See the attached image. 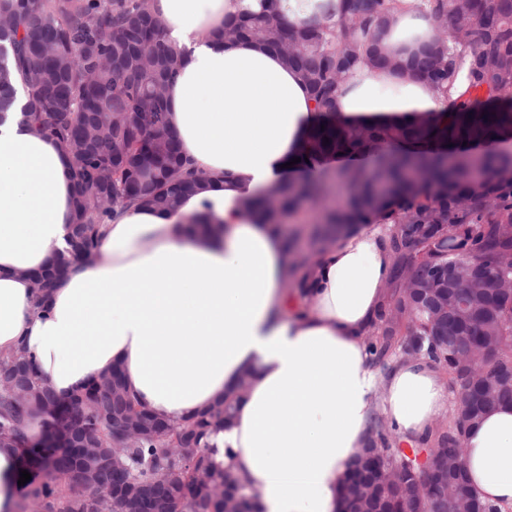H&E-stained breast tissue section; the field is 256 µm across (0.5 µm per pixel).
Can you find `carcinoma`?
I'll return each instance as SVG.
<instances>
[{"instance_id":"1","label":"carcinoma","mask_w":512,"mask_h":512,"mask_svg":"<svg viewBox=\"0 0 512 512\" xmlns=\"http://www.w3.org/2000/svg\"><path fill=\"white\" fill-rule=\"evenodd\" d=\"M267 2L262 14L224 28V36L278 50L308 85L319 112H333L340 84L359 62L404 70L445 95L454 88L459 70L467 67L468 86L446 123L331 117L324 128L310 132L302 152L308 161L300 165L310 178L300 184H274L268 196L248 199L247 214L280 230L283 220L306 200L323 201V219L307 231L317 253L344 228L379 217L396 224L390 238L397 257L390 280L393 291L375 334L368 337L374 361L403 357L414 345L420 358L448 370L460 391L492 384L484 410L512 404V384L496 382L498 375L512 373V290L485 288V304L461 313L457 291L448 288V269L457 265L462 252L473 256L472 265L481 272L512 277V153L447 156L429 145L433 139L453 148L465 142L512 141V0H424L435 28L449 30L448 38L436 37L406 58L381 48L395 20L397 0H340L336 21L302 24L289 22L273 0ZM180 64L148 0H0V125L10 117L30 124L56 140L72 165L76 195L71 248L55 257L54 271L63 273L94 254L100 245L98 226L112 220L117 204L137 202L171 212L201 191L207 178L181 155L161 93ZM341 153H368L372 164L328 167L327 158ZM475 169L485 180L472 184ZM416 171L428 175L427 186L414 183ZM296 243L293 233L284 238L285 251L294 257L291 285L302 288L310 262L296 253ZM413 269L435 280L434 296L448 298V308L406 294L403 279ZM461 335L501 345L491 370L465 365L451 348L432 341L446 336L451 344ZM21 352L19 348L0 361V377L8 379L0 385V438L23 444L27 417L41 400V374L29 355L31 371L12 376ZM124 407L136 408L128 393L103 392L93 379L65 401L63 411L95 433L98 447L110 452L120 441L112 412ZM233 408V400L225 398L191 420L162 426L161 432L125 449L121 469L103 468L96 458H85L82 472L93 486L89 499L70 492L75 449L32 448L22 467L43 473L28 495L33 512H128L112 496V488L126 480L128 467L141 484L156 487L174 512H221L220 502L208 493L182 494L192 476L181 458L161 455L162 446L197 449L196 467L236 490L235 512H256L247 486L212 460L207 443L208 431L223 425ZM481 417L457 406L448 430L433 429L421 443L435 445L441 453H462L467 426ZM371 429V469L378 473L394 458L404 467L406 489L415 491V460L394 447V432L379 420ZM461 477L454 488L439 487L428 504L405 501L401 512H466L469 479L464 472ZM396 496L391 487L353 485L348 508L372 512L378 502Z\"/></svg>"}]
</instances>
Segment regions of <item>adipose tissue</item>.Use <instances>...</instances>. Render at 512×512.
Returning a JSON list of instances; mask_svg holds the SVG:
<instances>
[{
  "instance_id": "ef3b65f1",
  "label": "adipose tissue",
  "mask_w": 512,
  "mask_h": 512,
  "mask_svg": "<svg viewBox=\"0 0 512 512\" xmlns=\"http://www.w3.org/2000/svg\"><path fill=\"white\" fill-rule=\"evenodd\" d=\"M414 2L400 0L382 40L388 54L433 39L431 18ZM150 7L181 53L165 91L169 127L211 182L171 213L116 208L100 248L71 267L40 312L27 274L67 245L70 161L29 125L0 126V356L25 347L61 401L121 366L139 406L169 422L238 395L210 442L216 462L252 489L258 512H341L346 467L366 447L372 418L407 446L448 405L434 365L398 359L381 373L367 350L386 301L393 226L377 220L339 234L307 292L289 287L281 235L237 202L283 179L324 116L277 50L223 41L225 23L259 14L263 0ZM447 110V97L390 69L354 68L336 97L343 119L439 120ZM206 200L221 230L192 226ZM462 462L484 502L512 507V405L467 430Z\"/></svg>"
}]
</instances>
